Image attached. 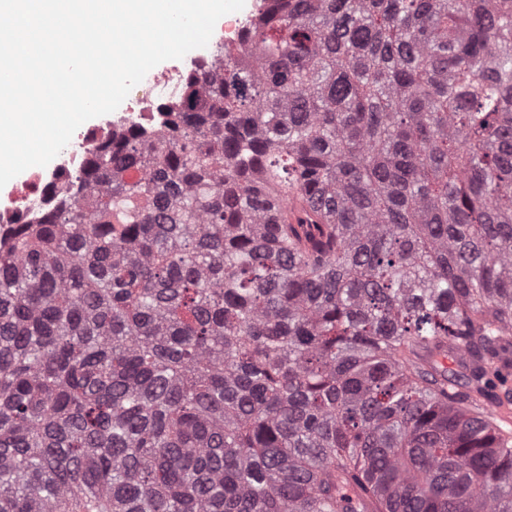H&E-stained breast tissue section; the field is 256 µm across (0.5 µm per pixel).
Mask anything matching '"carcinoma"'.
Instances as JSON below:
<instances>
[{"mask_svg":"<svg viewBox=\"0 0 512 512\" xmlns=\"http://www.w3.org/2000/svg\"><path fill=\"white\" fill-rule=\"evenodd\" d=\"M216 56L0 236V512H512V0Z\"/></svg>","mask_w":512,"mask_h":512,"instance_id":"obj_1","label":"carcinoma"}]
</instances>
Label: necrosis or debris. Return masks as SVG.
Here are the masks:
<instances>
[{"instance_id": "necrosis-or-debris-1", "label": "necrosis or debris", "mask_w": 512, "mask_h": 512, "mask_svg": "<svg viewBox=\"0 0 512 512\" xmlns=\"http://www.w3.org/2000/svg\"><path fill=\"white\" fill-rule=\"evenodd\" d=\"M246 15L228 17L216 25L206 47L170 67L149 71L140 84V95L107 114L100 123L77 131L59 153L52 168L31 170L25 179L13 185L6 201L0 203V227L33 224L46 211L55 209L65 198L73 175L84 165L89 151L111 138L113 133L134 126L164 121L162 104L176 100L186 75L203 74L209 67L214 50L220 45L238 44L246 27Z\"/></svg>"}]
</instances>
